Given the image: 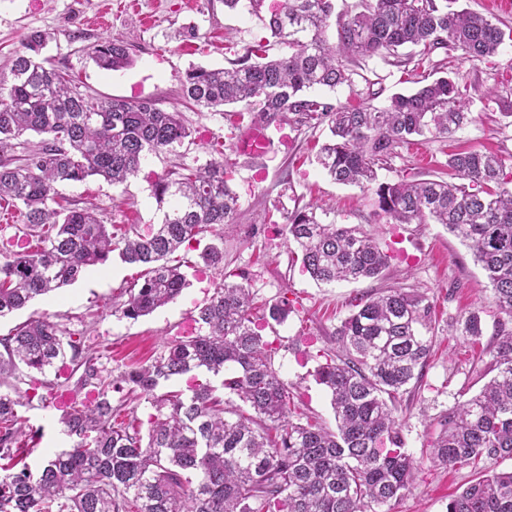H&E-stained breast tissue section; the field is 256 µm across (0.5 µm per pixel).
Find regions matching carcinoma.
I'll return each mask as SVG.
<instances>
[{
  "label": "carcinoma",
  "instance_id": "1",
  "mask_svg": "<svg viewBox=\"0 0 512 512\" xmlns=\"http://www.w3.org/2000/svg\"><path fill=\"white\" fill-rule=\"evenodd\" d=\"M454 3L357 0L337 14L334 0H280L266 27L288 52L259 61L264 46H245L229 68L189 70L182 91L206 108L240 104L268 128L327 125L318 165L338 184L373 191L378 220L441 224L470 246L499 318L485 344L480 310L457 324L472 359L485 362L491 378L435 418L430 456L476 475L446 512H512V471H482L487 459H512V171L496 153L459 151L444 163L446 179L405 169L394 180H378L377 170L415 137H451L473 121L470 100L448 76L397 93L382 107L348 108L308 95L350 82L353 66L374 56L397 57L409 74L437 50L476 60L497 54L504 31L492 17ZM333 15L331 42L326 29ZM45 46L43 32L29 33L9 75L0 74V200L22 210V233L35 240L34 248L18 251L0 244V317L75 283L115 251L123 262L145 267L122 316L149 315L187 285L181 265L171 263L175 252L199 248L203 264L224 263V226L239 215L229 162L168 171L153 187L161 220L144 230L130 224L114 232L91 204L54 206L58 186L91 176L122 184L137 175L145 155L191 133L178 113L149 100L85 96L68 74L44 66ZM401 48L411 52L401 56ZM92 60L108 71L133 64L128 45L112 37L95 45ZM30 132L49 139L26 140L22 155H12L16 140ZM317 210L312 203L297 206L283 224L286 242L313 280L376 278L389 267L390 255L371 235L357 225L326 223ZM238 277L224 273L198 308L195 322L206 334L178 338L121 377L155 410L145 436L132 423L112 422L110 392L121 385L59 323L32 319L0 337V512H394L417 470L404 448L398 398L421 384L436 340L434 302L402 286L350 300L351 313L334 332L342 350L314 371L331 396V428L296 409L274 365L277 348L263 336L288 319V299L259 305ZM50 368L67 369L72 391L89 389L97 399L77 401L61 416L74 443L34 475L18 459L32 433L18 407L23 398L46 401L39 389L49 384L26 380L24 372ZM201 370L229 371L222 394L196 378L184 391H159L164 382Z\"/></svg>",
  "mask_w": 512,
  "mask_h": 512
}]
</instances>
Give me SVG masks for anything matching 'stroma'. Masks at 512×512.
I'll return each mask as SVG.
<instances>
[{
	"label": "stroma",
	"instance_id": "stroma-1",
	"mask_svg": "<svg viewBox=\"0 0 512 512\" xmlns=\"http://www.w3.org/2000/svg\"><path fill=\"white\" fill-rule=\"evenodd\" d=\"M116 2L0 0V72L9 70L28 33L47 31L53 35L42 53L47 65L68 72L82 92L102 99H149L164 111L180 113L191 137L148 156L137 177L117 186L91 177L65 184L61 191L70 201L93 204L104 223L144 226L157 221L152 185L158 177L178 165L201 169L228 157L234 164L231 186L240 210L237 224L224 232V266L198 264L197 252H188L194 265L186 270L188 285L182 294L133 320L120 316L117 309L142 269L115 256L88 268L75 283L1 318L0 336L28 319L49 318L80 337L83 348L96 351L116 380L131 367L155 359L167 341L188 329L197 306L212 295L224 270L230 269L244 274L264 300L275 302L284 296L295 300L287 321L266 329L265 334L279 342L275 367L297 396L301 411L330 424L334 421L330 398L313 371L320 352L337 350L334 332L349 314V299L392 285L420 289L436 305L437 338L420 390L402 397L399 417L405 447L419 467L396 512H445L450 497L466 487L474 473L468 467L448 469L432 462L433 422L484 383L480 366L471 362L469 344L449 335L448 323L468 310L482 308L484 335L489 338L498 320L491 286L471 249L439 224L415 232L407 225L371 223L373 192L334 183L315 160L316 143L324 139L327 127L288 129L287 145H275L254 160L231 149L247 133L250 115L201 107L183 97L182 82L191 66H227L243 46L266 37L263 20L277 0H263L257 8L251 7L250 0H241L234 10L225 8L224 0H137V8L125 11L118 10ZM109 36L129 45L132 66L108 72L94 64L93 46ZM418 74L430 80L447 74L467 86L474 120L450 138H423L402 150L400 158L380 170V180L394 179L406 167L437 172L448 153L459 148L496 152L512 167V119L503 115L496 99L486 95L490 89L497 90L499 97L512 95V39L487 60L460 52L450 56L435 52ZM406 88L403 70L393 58L373 57L357 67L352 84L337 87L329 98L341 105L383 106ZM218 144L224 145V153L215 152ZM298 202L322 206L336 223L364 226L391 257L385 277L316 284L293 260L284 238L272 230ZM21 411L39 433L22 453L30 469L71 446L58 423L61 411L56 404L35 401L23 404Z\"/></svg>",
	"mask_w": 512,
	"mask_h": 512
}]
</instances>
